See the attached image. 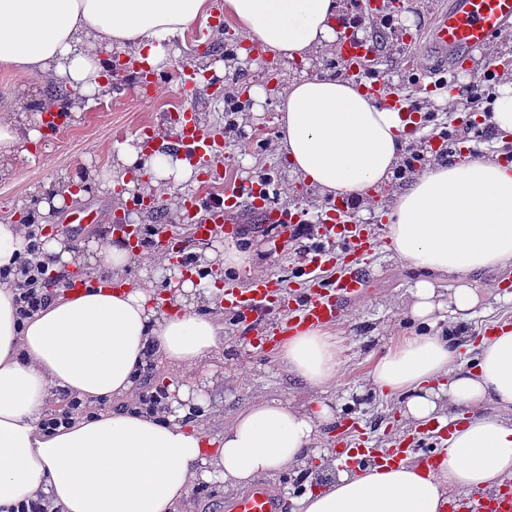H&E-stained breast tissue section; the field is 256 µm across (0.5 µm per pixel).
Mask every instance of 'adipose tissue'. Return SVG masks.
Returning <instances> with one entry per match:
<instances>
[{
  "label": "adipose tissue",
  "instance_id": "obj_1",
  "mask_svg": "<svg viewBox=\"0 0 512 512\" xmlns=\"http://www.w3.org/2000/svg\"><path fill=\"white\" fill-rule=\"evenodd\" d=\"M224 16L264 52L314 60L335 46L338 0H223ZM213 0H0V69L53 77L68 100L40 110L79 111L78 95L107 92L113 52L133 53L165 70L174 41L206 22ZM290 171L323 194L361 199L384 184L413 121L345 79L292 81L278 108ZM43 135L24 113L0 112V175ZM124 170L145 169V193L193 182L179 152L145 154L124 143ZM387 238L401 260L422 271L405 316L426 325L392 340L370 369L375 388L398 399L411 423L451 426L437 469L370 463L340 470L295 512H444L449 491L487 490L512 479V326L482 337L465 367L452 337L432 333L451 314L466 318L484 293L479 272L512 267V169L493 157L428 167L401 193ZM104 269L93 286L56 292L19 318L13 290L0 284V512L45 496L55 512H178L191 487L220 476L233 490L271 473L311 469L308 451L333 408L260 401L237 413L218 436L197 427L202 395L181 388L153 412L133 404L151 358L178 368L203 364L224 342V325L201 312L205 278L169 277L156 288L148 271L124 280L139 253L101 241ZM123 280L122 289L107 279ZM447 281L439 292V281ZM345 347L322 326L301 328L280 346L289 373L315 389L330 385ZM77 395L98 409L49 433L39 421L48 399Z\"/></svg>",
  "mask_w": 512,
  "mask_h": 512
}]
</instances>
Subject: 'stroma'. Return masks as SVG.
Listing matches in <instances>:
<instances>
[{"label": "stroma", "mask_w": 512, "mask_h": 512, "mask_svg": "<svg viewBox=\"0 0 512 512\" xmlns=\"http://www.w3.org/2000/svg\"><path fill=\"white\" fill-rule=\"evenodd\" d=\"M405 2L401 14L383 23L375 18L353 21L354 0H339L337 25L343 29L352 23L362 34L379 37L384 52L373 66L374 74L389 79L397 92L418 103L421 121L408 141L409 147L420 152L416 170L452 161L457 156H480L492 148L499 157L512 158V139L501 141L499 132L485 119L499 89L512 83V40L496 38L465 70L440 66L428 55L419 36L434 13L447 8L450 0ZM244 42L243 32L228 19L223 20L218 31L207 26L191 28L183 39L176 41L171 67L163 72L162 82L144 104L131 100L137 88L130 72L114 76L111 96L94 98L81 112L68 115L57 133L44 134L36 159H14L13 174L0 179V218L27 215V202L35 200L47 187L62 191L76 171L107 170L114 144L142 139L149 133L171 132L170 110L194 102L201 126L225 136L224 179L216 184V191L264 176L269 181L271 203L288 204L299 221L307 224V233L296 238L280 225L264 224L247 215L231 230L234 237L243 238L261 274L289 283L296 281L308 262V251L317 245L330 249L334 243L321 234L319 214L323 198L316 189L291 175L281 150L277 124L279 96L292 80L314 75L343 79L347 72L335 55L307 64L271 53L245 52ZM492 59L503 64L501 76L487 82L482 100L470 102L469 85L481 79L483 62ZM217 64L223 65V76L207 74V67ZM187 65L197 73L190 86L184 83L183 68ZM448 76L454 77L457 84L458 102L453 110L448 107L447 89L435 86L436 81ZM255 85L262 87L263 99L250 97L249 90ZM228 87L245 106L238 129L229 134L224 131V90ZM55 88L54 81L48 78L34 84L25 75L0 71V102H9L20 112L27 111L33 98ZM464 119L470 124L466 132L460 127ZM410 183L407 177H390L370 199L349 204L347 221L370 226L377 244L368 258L372 276L367 296L345 302L331 326L347 348L346 361L335 383L321 390L312 389L288 373L277 360L275 350L257 352L246 347L233 321L215 306L211 313L224 324L223 349L198 369L180 371L161 361H152L144 389L171 382L201 392L208 399L210 413L200 424L212 436L220 433L235 414L258 400L305 407L323 401L334 409L337 421L322 433L317 447L320 456H335L336 435L350 424L359 426L370 447L381 451L399 439L412 443L421 439L427 447L442 448L439 432L426 433L406 425L396 401L377 392L369 376L373 354L379 353L391 339L414 328L402 316L401 308L418 273L386 247L387 215L396 197ZM182 195L177 188L159 190L153 194L154 209L140 210L131 207L120 189L96 185L75 200L72 207L97 210L104 218L103 223L70 224L61 210L46 236L66 243L77 267L82 268L98 240L106 235L107 221L125 216L142 225L168 223ZM479 282L485 290L482 307L466 319H448L440 324L443 334L463 337L472 345L489 329L504 323L512 325V267L480 273Z\"/></svg>", "instance_id": "obj_1"}]
</instances>
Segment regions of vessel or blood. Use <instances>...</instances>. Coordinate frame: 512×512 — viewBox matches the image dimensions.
Returning a JSON list of instances; mask_svg holds the SVG:
<instances>
[{
    "label": "vessel or blood",
    "instance_id": "b4317fda",
    "mask_svg": "<svg viewBox=\"0 0 512 512\" xmlns=\"http://www.w3.org/2000/svg\"><path fill=\"white\" fill-rule=\"evenodd\" d=\"M512 26V0H452L447 9L437 11L428 30L427 44L442 53L455 57L457 68H464L468 54L489 44ZM383 53L376 37L358 38L344 35L339 42V58L349 74L361 77L364 89L380 96L392 109L404 107V100L393 93L386 80L368 79L373 62ZM151 148L184 153L196 166L206 171L209 181L222 180L221 165L224 139L205 131L197 122L195 106L182 109L168 141L151 140ZM267 185L257 181L248 191L225 190L217 197L191 195L181 198L179 210L182 223L192 225L195 237L208 240L229 229L244 211H252L258 220L290 224L294 218L288 208L271 209L266 205ZM347 208L333 203L324 207L329 233L341 241L339 253L314 251L312 263L337 262L338 272L331 278L307 275L300 287L291 288L270 276L251 277L248 287L225 286L218 302L237 323L251 325L271 310L286 311L284 328L318 326L335 322L345 301L362 297L369 283L365 256L372 250L374 238L367 230L342 221ZM337 458L347 467H358L367 459H378L385 465L404 461L409 448L398 442L391 451L381 454L369 447L362 432L353 440L337 436ZM455 512H512V487L464 498L454 506ZM285 502L272 494L269 480L257 482L251 489L233 497L228 512H284Z\"/></svg>",
    "mask_w": 512,
    "mask_h": 512
}]
</instances>
